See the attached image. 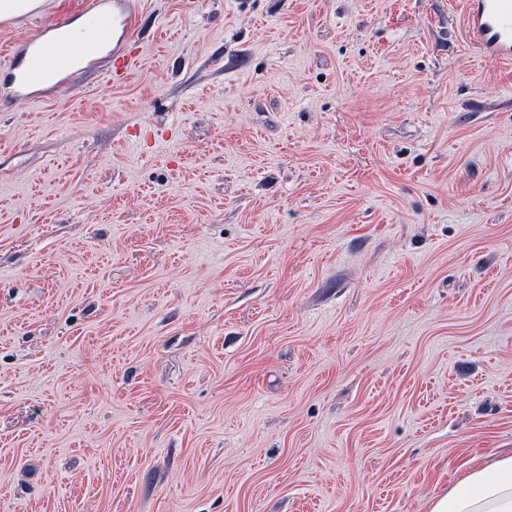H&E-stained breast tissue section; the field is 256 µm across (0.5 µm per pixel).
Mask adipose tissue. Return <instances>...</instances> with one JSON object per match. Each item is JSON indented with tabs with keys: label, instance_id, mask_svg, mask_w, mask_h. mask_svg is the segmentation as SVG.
Listing matches in <instances>:
<instances>
[{
	"label": "adipose tissue",
	"instance_id": "ef3b65f1",
	"mask_svg": "<svg viewBox=\"0 0 512 512\" xmlns=\"http://www.w3.org/2000/svg\"><path fill=\"white\" fill-rule=\"evenodd\" d=\"M430 512H512V454L470 472Z\"/></svg>",
	"mask_w": 512,
	"mask_h": 512
}]
</instances>
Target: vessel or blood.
Returning <instances> with one entry per match:
<instances>
[{"instance_id": "vessel-or-blood-1", "label": "vessel or blood", "mask_w": 512, "mask_h": 512, "mask_svg": "<svg viewBox=\"0 0 512 512\" xmlns=\"http://www.w3.org/2000/svg\"><path fill=\"white\" fill-rule=\"evenodd\" d=\"M466 22L470 40L482 56L512 60V0H467ZM76 54L63 40L39 42L32 66L14 77L16 92L27 94L32 86L66 73ZM139 57L138 45L117 49L109 72L113 81L128 79Z\"/></svg>"}]
</instances>
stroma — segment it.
I'll use <instances>...</instances> for the list:
<instances>
[{
	"mask_svg": "<svg viewBox=\"0 0 512 512\" xmlns=\"http://www.w3.org/2000/svg\"><path fill=\"white\" fill-rule=\"evenodd\" d=\"M0 512H430L512 450V65L465 0H132L13 89ZM140 48L134 41L129 49L119 48L116 50L113 55L112 69L107 70L112 81H123L131 76L135 63L141 57Z\"/></svg>",
	"mask_w": 512,
	"mask_h": 512,
	"instance_id": "1",
	"label": "stroma"
}]
</instances>
